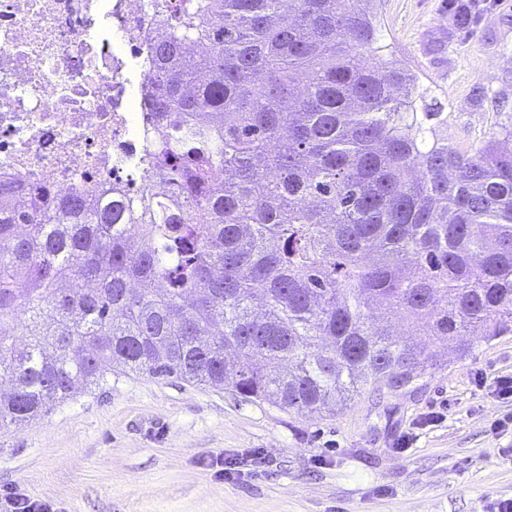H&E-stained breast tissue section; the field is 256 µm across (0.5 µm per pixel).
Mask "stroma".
<instances>
[{
  "instance_id": "obj_1",
  "label": "stroma",
  "mask_w": 512,
  "mask_h": 512,
  "mask_svg": "<svg viewBox=\"0 0 512 512\" xmlns=\"http://www.w3.org/2000/svg\"><path fill=\"white\" fill-rule=\"evenodd\" d=\"M380 42L468 150L512 127V0L470 37L448 0H374ZM410 392H366L334 416L288 412L176 376L103 389L0 429V496L59 512H493L512 499V335L471 339ZM240 463L225 479L216 461ZM2 512H57L55 504L51 501L34 499L22 490L13 492L0 498Z\"/></svg>"
}]
</instances>
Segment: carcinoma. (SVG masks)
Masks as SVG:
<instances>
[{
	"mask_svg": "<svg viewBox=\"0 0 512 512\" xmlns=\"http://www.w3.org/2000/svg\"><path fill=\"white\" fill-rule=\"evenodd\" d=\"M370 2L170 0L142 157L169 191L50 211L0 184V428L114 367L334 415L443 368L422 337L512 334V151L438 136Z\"/></svg>",
	"mask_w": 512,
	"mask_h": 512,
	"instance_id": "cac0c4a2",
	"label": "carcinoma"
}]
</instances>
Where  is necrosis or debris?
Masks as SVG:
<instances>
[{
  "instance_id": "4bbe7bcc",
  "label": "necrosis or debris",
  "mask_w": 512,
  "mask_h": 512,
  "mask_svg": "<svg viewBox=\"0 0 512 512\" xmlns=\"http://www.w3.org/2000/svg\"><path fill=\"white\" fill-rule=\"evenodd\" d=\"M166 0H0V182L49 201L154 193L137 169Z\"/></svg>"
}]
</instances>
